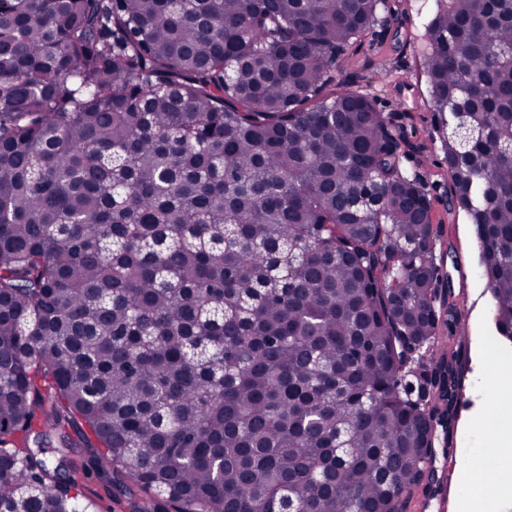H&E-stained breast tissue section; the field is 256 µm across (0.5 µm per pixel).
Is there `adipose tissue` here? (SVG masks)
<instances>
[{
	"label": "adipose tissue",
	"instance_id": "ef3b65f1",
	"mask_svg": "<svg viewBox=\"0 0 512 512\" xmlns=\"http://www.w3.org/2000/svg\"><path fill=\"white\" fill-rule=\"evenodd\" d=\"M512 384V371L496 368L488 392V406L493 413L492 438L497 446L492 461L479 466L463 462L458 466L461 485L467 492L465 512H498L501 500L512 495V486L493 484L487 479L492 469L512 471V396L507 387Z\"/></svg>",
	"mask_w": 512,
	"mask_h": 512
}]
</instances>
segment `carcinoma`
Instances as JSON below:
<instances>
[{"mask_svg": "<svg viewBox=\"0 0 512 512\" xmlns=\"http://www.w3.org/2000/svg\"><path fill=\"white\" fill-rule=\"evenodd\" d=\"M383 0H0V508L397 512L451 431L426 184L336 71ZM425 73L512 340V0ZM81 458L76 466L73 456ZM78 478L83 496L94 501L97 512H131L127 501L112 499L94 474L87 476L79 470Z\"/></svg>", "mask_w": 512, "mask_h": 512, "instance_id": "1", "label": "carcinoma"}]
</instances>
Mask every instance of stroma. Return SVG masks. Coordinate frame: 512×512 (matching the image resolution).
I'll return each mask as SVG.
<instances>
[{
    "label": "stroma",
    "mask_w": 512,
    "mask_h": 512,
    "mask_svg": "<svg viewBox=\"0 0 512 512\" xmlns=\"http://www.w3.org/2000/svg\"><path fill=\"white\" fill-rule=\"evenodd\" d=\"M439 6V0H388L379 26L343 60L336 80L349 89L375 97L378 108L393 113L396 123L404 128L409 142L404 166L419 172L429 186L437 248L449 260L447 270L454 291L467 296L464 317L470 323V340L462 361L461 393L469 400L470 409L455 424L451 437L453 451L446 458L447 512H457V464L461 451L471 445L470 432L491 417L484 393L491 368L481 349L493 345L502 359L512 362V342L499 336L494 326L492 296L478 273L474 227L464 212L448 209L450 175L435 128L423 67L428 26Z\"/></svg>",
    "instance_id": "35a3bbf8"
}]
</instances>
